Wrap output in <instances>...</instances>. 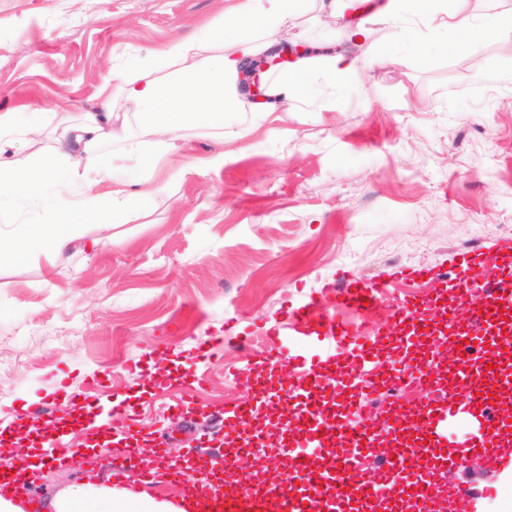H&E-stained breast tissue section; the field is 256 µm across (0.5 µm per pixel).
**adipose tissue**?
Returning a JSON list of instances; mask_svg holds the SVG:
<instances>
[{"mask_svg": "<svg viewBox=\"0 0 512 512\" xmlns=\"http://www.w3.org/2000/svg\"><path fill=\"white\" fill-rule=\"evenodd\" d=\"M353 0H236L213 23L192 34L169 41L151 54L157 77L139 68L120 76L106 74L97 93L95 110L63 132L43 125L19 127L0 115V202L16 186H24L28 200L46 215L38 234L19 224L10 238L28 239L36 250L62 255L78 234L61 224L62 212L72 209L103 224L122 223L133 196L122 189L110 196L96 191L115 165L144 176L151 175L158 160L172 153L189 130L218 127L225 142L244 135L242 126L226 122L229 112L245 109L239 82L244 61L262 56L269 31L294 24L305 4L322 15L336 16L350 10ZM367 9L385 13L422 14L427 19L445 15L448 25L478 50L488 37L512 43V0H488L487 13H477L472 0H360ZM363 66L358 58L341 53L301 56L288 70L268 74L263 82L262 119L286 112L303 98H329L356 76ZM136 122L144 146L108 156L105 144L122 142L129 122ZM47 137L52 141L45 162L9 157L17 140ZM193 501L157 500L143 492L131 493L103 482L79 481L48 499L44 512H193Z\"/></svg>", "mask_w": 512, "mask_h": 512, "instance_id": "adipose-tissue-1", "label": "adipose tissue"}]
</instances>
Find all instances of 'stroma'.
<instances>
[{
    "label": "stroma",
    "instance_id": "obj_1",
    "mask_svg": "<svg viewBox=\"0 0 512 512\" xmlns=\"http://www.w3.org/2000/svg\"><path fill=\"white\" fill-rule=\"evenodd\" d=\"M225 0H0V114L20 125L76 121L103 75L147 67L173 36L218 19ZM353 13L326 23L306 13L270 35L343 49ZM363 44L368 68L327 107L303 104L276 121L238 118L246 135L223 163L219 132L192 131L152 179L114 169L98 191L136 198L126 223L90 226L102 246L56 259L26 241L0 246V431L49 406L67 421L65 448L27 487L48 499L106 476L102 459L64 465L86 447L85 417L123 399L138 427L112 442L220 446L214 410L257 393L231 374L271 351L270 326L288 306L340 278L385 280L372 319L398 299L427 294L438 273L457 278L463 256L512 240V49L487 39L477 55L454 31L414 34L413 19L377 17ZM236 323L210 362L198 342ZM203 367L202 383L182 373ZM98 374L100 387L83 380ZM181 412L164 414L166 406Z\"/></svg>",
    "mask_w": 512,
    "mask_h": 512
}]
</instances>
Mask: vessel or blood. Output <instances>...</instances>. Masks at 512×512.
Masks as SVG:
<instances>
[{
	"label": "vessel or blood",
	"instance_id": "obj_1",
	"mask_svg": "<svg viewBox=\"0 0 512 512\" xmlns=\"http://www.w3.org/2000/svg\"><path fill=\"white\" fill-rule=\"evenodd\" d=\"M498 260L499 277L490 279L485 270L490 260ZM493 259L475 255L455 285L438 282L432 296L419 301H406L392 309L382 337H398L403 349H437L451 346V363L443 369L450 389L447 393L429 390L420 406L396 413L410 412L422 438L421 445L398 447L393 457L382 465V480L393 495L408 496L419 491L426 501L434 502V512H480L481 501L491 495V486L476 489L465 483L446 484L442 476L455 468L460 459L481 456L489 470L500 476L512 475V441L502 435L512 427V414L501 402L504 391L512 389V372L498 367L497 349H478L470 344V336L495 337L512 328V245L503 244ZM382 281L365 284L345 280L326 286L324 296L334 297L337 305L362 309L365 301H377L386 291ZM463 302L462 312H449L448 323L454 333L445 337L435 331L441 302ZM317 299L293 308L289 313L290 334L287 351L301 358L291 373L293 388L313 404L315 394L324 389L343 391L354 387L373 393L381 377L394 382L415 380L429 382L431 373L418 358L386 361L382 350L364 337L361 330L338 326L333 314L317 311ZM484 419L481 433L474 442L441 450L438 433L443 425H465L467 418ZM293 449L281 452L268 449L270 460L288 459L287 483L275 484L262 491H250V478H243L239 492L232 496L210 491V478L198 477L176 466L144 470L139 464L112 462V476L121 480L129 491L159 487L180 481L184 496L197 499L202 512H282L283 506L294 512H345L351 499H375L376 485L369 473L374 466L363 448L373 445L377 431L363 418L352 424L331 421L329 415L313 409L301 415L290 429ZM342 448L334 469L317 462L316 450ZM431 456L435 463L423 470L414 459Z\"/></svg>",
	"mask_w": 512,
	"mask_h": 512
}]
</instances>
